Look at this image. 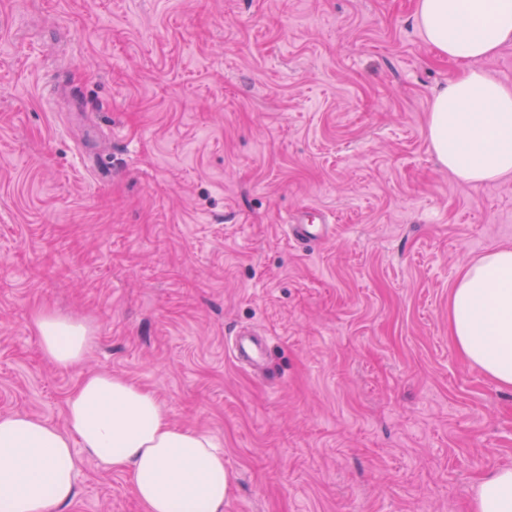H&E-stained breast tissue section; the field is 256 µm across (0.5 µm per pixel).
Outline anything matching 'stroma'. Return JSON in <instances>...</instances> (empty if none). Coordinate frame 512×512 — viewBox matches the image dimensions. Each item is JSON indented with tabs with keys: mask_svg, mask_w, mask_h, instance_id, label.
<instances>
[{
	"mask_svg": "<svg viewBox=\"0 0 512 512\" xmlns=\"http://www.w3.org/2000/svg\"><path fill=\"white\" fill-rule=\"evenodd\" d=\"M415 4L0 0V415L64 425L108 372L222 441L224 512H471L512 468V390L461 358L448 297L512 244V177L431 152L459 66ZM303 208L333 226L311 247ZM41 312L89 325L81 363L44 357ZM58 512L141 508L87 458ZM323 219L315 223L309 222L303 218H298L296 224H285L288 236L299 244H306L308 242L316 241L323 237L327 232L328 220L326 214L321 212Z\"/></svg>",
	"mask_w": 512,
	"mask_h": 512,
	"instance_id": "1",
	"label": "stroma"
}]
</instances>
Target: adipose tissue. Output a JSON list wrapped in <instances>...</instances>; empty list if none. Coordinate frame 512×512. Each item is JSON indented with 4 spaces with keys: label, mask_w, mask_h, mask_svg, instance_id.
<instances>
[{
    "label": "adipose tissue",
    "mask_w": 512,
    "mask_h": 512,
    "mask_svg": "<svg viewBox=\"0 0 512 512\" xmlns=\"http://www.w3.org/2000/svg\"><path fill=\"white\" fill-rule=\"evenodd\" d=\"M416 23L439 56L462 64L432 100L428 140L449 173L482 184L512 176V85L477 68L512 42V0H416ZM44 356L82 361L93 341L82 321L33 320ZM448 333L469 364L512 389V246L468 262L448 299ZM65 424L0 416V512L69 504L83 458L125 473L142 512H224L231 475L209 432L173 424L160 400L107 372L85 374L65 401ZM472 512H512V468L483 477Z\"/></svg>",
    "instance_id": "obj_1"
}]
</instances>
